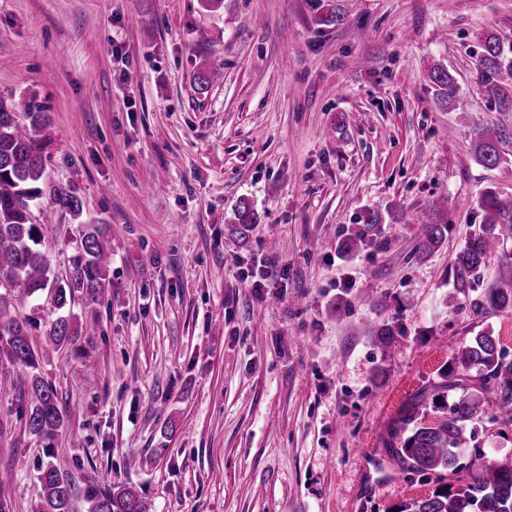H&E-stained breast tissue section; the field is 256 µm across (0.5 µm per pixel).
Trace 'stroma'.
<instances>
[{
  "label": "stroma",
  "mask_w": 512,
  "mask_h": 512,
  "mask_svg": "<svg viewBox=\"0 0 512 512\" xmlns=\"http://www.w3.org/2000/svg\"><path fill=\"white\" fill-rule=\"evenodd\" d=\"M492 29L512 37V0H0V98L45 103L46 173L84 204L44 226L51 268L69 275L84 222L112 245L104 288L75 298V345L37 341L78 496L124 482L152 512H393L431 493L389 470L391 421L478 333L512 352V312L448 307L481 193L512 194V133L497 167L471 155L500 118L476 71ZM242 198L259 217L243 238ZM443 199L448 236L418 256ZM370 209L384 223L342 252ZM262 260L287 273L264 297L244 280ZM482 414L480 452L512 464V426ZM47 461L0 390L10 512H31ZM429 82L433 85L434 96L440 104H450L457 95V85L448 69L434 66L428 74Z\"/></svg>",
  "instance_id": "1"
}]
</instances>
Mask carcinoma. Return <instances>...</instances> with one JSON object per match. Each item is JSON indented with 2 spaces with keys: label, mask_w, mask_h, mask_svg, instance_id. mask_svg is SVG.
<instances>
[{
  "label": "carcinoma",
  "mask_w": 512,
  "mask_h": 512,
  "mask_svg": "<svg viewBox=\"0 0 512 512\" xmlns=\"http://www.w3.org/2000/svg\"><path fill=\"white\" fill-rule=\"evenodd\" d=\"M478 80L497 112H512V90L502 84L503 72L512 73V40L492 31L486 35L477 59ZM434 96L440 104H450L457 85L448 69L434 66L428 74ZM46 109L34 96L16 107L0 99V389L13 388L25 397L21 416L28 433L46 442L52 461L41 466L37 480L39 500L33 512H74L76 490L54 464L59 449L53 446L64 423V413L55 387L36 373L37 343L33 330L39 325L21 317L15 304L46 296L55 314L46 325L45 338L57 348H68L80 335V318L71 308L76 293L91 295L103 287L112 254L107 246L104 224L84 225L80 254L68 277L51 272L41 250L43 224L35 223L33 209L44 198L73 219L81 218L83 201L72 190L48 182L43 151L46 139ZM504 141L501 126L492 123L481 129L474 141V155L483 166L501 161ZM483 212L479 230L452 260V291L448 306L470 302L480 314L512 311V256L503 252L505 238L512 236V195L489 188L479 200ZM363 228L347 236L343 248L359 249L363 238L383 223L377 210L361 218ZM258 223L253 206L246 199L234 209V229L239 233ZM448 234L445 220L433 218L419 225L418 250L438 246ZM500 256L499 273L476 298H469L473 274L487 258ZM448 393L446 414L435 423H426L429 395L420 393L405 407L390 428L388 463L398 474L426 477L435 484L431 495L415 499L402 512H512V465L485 459L469 468L459 459L476 440L480 407L495 404L505 422L512 425V356L499 339L480 333L472 342L454 352L448 370L433 388ZM461 483L456 489L451 479ZM86 512H148L146 502L130 486L107 485L84 497Z\"/></svg>",
  "instance_id": "carcinoma-1"
}]
</instances>
